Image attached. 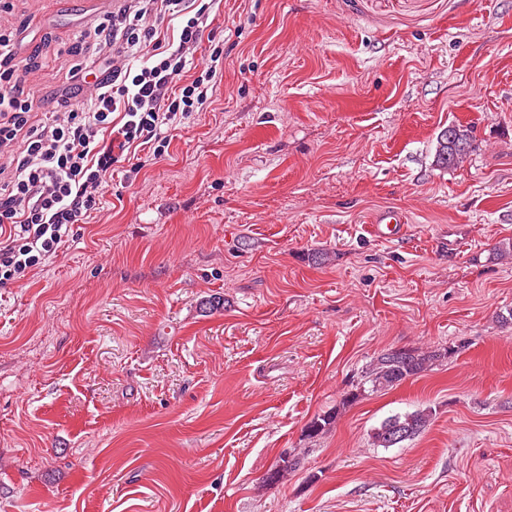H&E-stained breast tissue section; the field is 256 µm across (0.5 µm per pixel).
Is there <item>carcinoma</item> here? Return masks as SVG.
Segmentation results:
<instances>
[{
  "label": "carcinoma",
  "mask_w": 512,
  "mask_h": 512,
  "mask_svg": "<svg viewBox=\"0 0 512 512\" xmlns=\"http://www.w3.org/2000/svg\"><path fill=\"white\" fill-rule=\"evenodd\" d=\"M473 129L470 126L450 124L443 129L437 138L436 164L442 168H454L463 161L467 155ZM453 349L433 350L420 352L416 349H397L387 351L378 356L365 371L363 379L356 385L360 389L366 385L371 391L378 392L390 389L402 382L417 377L430 367L443 359L448 358ZM430 418V413L414 411L412 413L397 414L385 419L380 427L375 429L372 439L377 447L390 448L406 440H411L421 434ZM336 419V412L330 411L312 419L306 426L307 436L310 438L323 434ZM300 465L297 458L282 457L270 471L267 480L271 483L279 481L280 477Z\"/></svg>",
  "instance_id": "cac0c4a2"
}]
</instances>
